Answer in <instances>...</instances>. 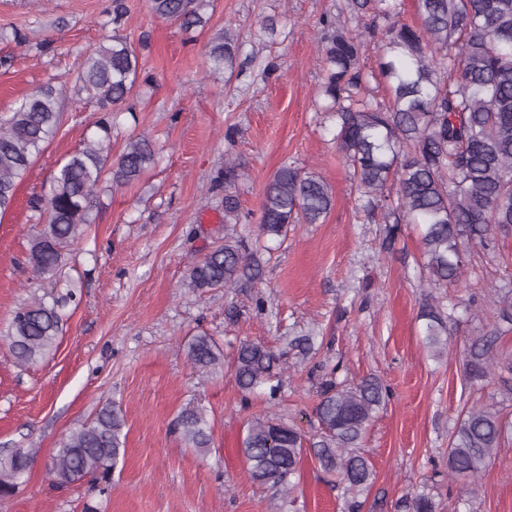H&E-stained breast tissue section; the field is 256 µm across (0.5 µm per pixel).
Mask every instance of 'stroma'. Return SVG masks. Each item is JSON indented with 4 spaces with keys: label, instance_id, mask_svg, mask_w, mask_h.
Here are the masks:
<instances>
[{
    "label": "stroma",
    "instance_id": "35a3bbf8",
    "mask_svg": "<svg viewBox=\"0 0 512 512\" xmlns=\"http://www.w3.org/2000/svg\"><path fill=\"white\" fill-rule=\"evenodd\" d=\"M109 0H0V118L34 88L65 87L63 122L19 184L0 216V330L36 288L26 262L32 236L44 222L30 208L59 162L90 137L95 108L75 90L87 51L97 47ZM123 29L133 44L140 81L129 111L119 113L112 152L129 136L149 135L156 165L123 188H99L94 222L72 251L58 294L63 309L55 350L34 365L14 362L0 340V456L36 451L15 494L0 512H348L350 496L305 454L291 491L251 479L240 450L249 420L287 418L315 433L314 408L325 368L337 380L374 376L391 391L369 426L361 451L375 477L359 494V512H398L402 498L425 494L436 512H512V432L475 481L448 476V445L469 408L495 405L512 423V321L495 303L512 289V230L493 247L464 244L460 282L428 289L418 232L400 225L384 250L383 224L362 221L358 194L332 141L316 89L324 72L318 54L324 14L346 0H213L205 28L187 34L154 15L149 0H127ZM279 22L278 36L262 30ZM231 26L242 45L232 78L209 72L214 33ZM21 31L26 43L16 44ZM237 163L224 183V162ZM321 175L333 194L323 223L292 224L263 267L256 288L194 293L182 283L190 264L228 233L255 231L264 187L283 165ZM235 195L241 221H224V195ZM266 302L252 309L253 294ZM454 304L448 350L424 348L418 313L427 294ZM241 315L228 322L225 312ZM213 336L225 357L240 341L283 348L289 337L315 334L313 358L292 356L282 375L279 405L242 402L229 369L200 372L187 358L197 334ZM496 334L502 355L493 382L470 378L466 355L479 336ZM120 405L125 452L107 490L89 481L61 486L46 475L70 430L90 422L105 401ZM199 406L211 425V444L185 446L174 423Z\"/></svg>",
    "mask_w": 512,
    "mask_h": 512
}]
</instances>
